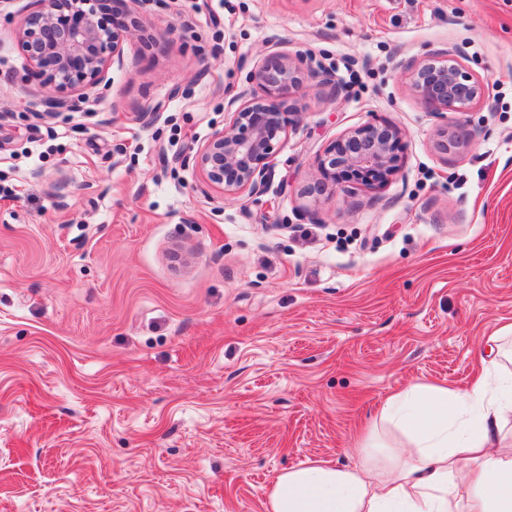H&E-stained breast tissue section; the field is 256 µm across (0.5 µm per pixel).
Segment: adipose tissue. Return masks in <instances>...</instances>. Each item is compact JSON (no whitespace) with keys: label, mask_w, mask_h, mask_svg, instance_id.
Returning <instances> with one entry per match:
<instances>
[{"label":"adipose tissue","mask_w":512,"mask_h":512,"mask_svg":"<svg viewBox=\"0 0 512 512\" xmlns=\"http://www.w3.org/2000/svg\"><path fill=\"white\" fill-rule=\"evenodd\" d=\"M512 325L463 390L411 384L389 395L351 468L313 458L281 472L268 512H512Z\"/></svg>","instance_id":"obj_1"}]
</instances>
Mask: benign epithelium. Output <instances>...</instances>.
I'll use <instances>...</instances> for the list:
<instances>
[{"mask_svg":"<svg viewBox=\"0 0 512 512\" xmlns=\"http://www.w3.org/2000/svg\"><path fill=\"white\" fill-rule=\"evenodd\" d=\"M113 0H36L16 30L18 47L28 65L49 90L44 117L71 110L67 93L96 84L107 66L121 63L123 44L135 35ZM251 98L233 112L231 128L214 134L195 154V167L208 183L226 194L244 190L258 194L270 174V158L292 126L290 96L315 81L332 99L344 92L325 70H315L301 55H267L250 76ZM412 86L422 104L436 113L462 115L482 96L484 86L445 52L412 69ZM401 132L388 124H366L329 144L318 157L319 178L300 195L318 199L342 182L380 188L400 171ZM469 144L461 127L438 131L437 148L444 154Z\"/></svg>","mask_w":512,"mask_h":512,"instance_id":"7a95c632","label":"benign epithelium"}]
</instances>
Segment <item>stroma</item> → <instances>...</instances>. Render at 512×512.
I'll use <instances>...</instances> for the list:
<instances>
[{
    "instance_id": "obj_1",
    "label": "stroma",
    "mask_w": 512,
    "mask_h": 512,
    "mask_svg": "<svg viewBox=\"0 0 512 512\" xmlns=\"http://www.w3.org/2000/svg\"><path fill=\"white\" fill-rule=\"evenodd\" d=\"M0 0V512H267L276 475L346 467L392 392L466 387L512 323V0H147L77 111ZM485 86L440 116L406 62ZM302 53L344 86L293 94L263 193L206 186L255 62ZM402 133L381 188L299 190L345 133ZM461 125H457L454 131L448 132V120L445 128L438 131V139L436 141L437 148L444 154H448V151L459 150L466 147L469 144V138L466 135L461 134Z\"/></svg>"
}]
</instances>
